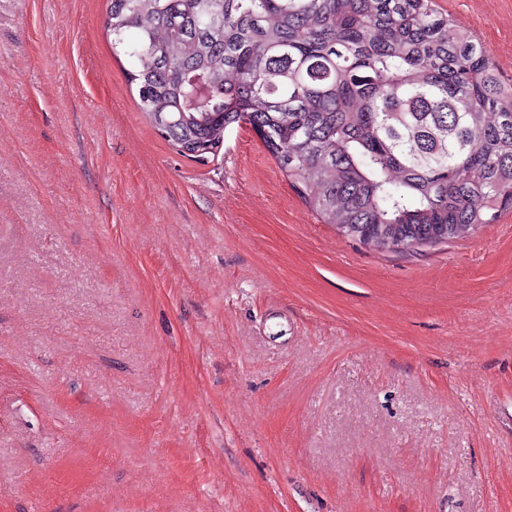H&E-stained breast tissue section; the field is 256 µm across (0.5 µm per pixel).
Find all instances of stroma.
Segmentation results:
<instances>
[{
	"label": "stroma",
	"instance_id": "stroma-1",
	"mask_svg": "<svg viewBox=\"0 0 512 512\" xmlns=\"http://www.w3.org/2000/svg\"><path fill=\"white\" fill-rule=\"evenodd\" d=\"M434 3L512 84V0ZM107 8L0 0V512H512V211L381 252L179 155Z\"/></svg>",
	"mask_w": 512,
	"mask_h": 512
}]
</instances>
